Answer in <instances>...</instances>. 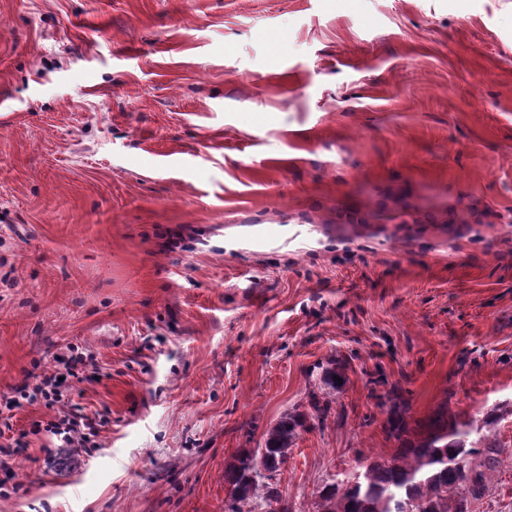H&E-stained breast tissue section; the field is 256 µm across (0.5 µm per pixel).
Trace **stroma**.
Wrapping results in <instances>:
<instances>
[{"label": "stroma", "instance_id": "35a3bbf8", "mask_svg": "<svg viewBox=\"0 0 512 512\" xmlns=\"http://www.w3.org/2000/svg\"><path fill=\"white\" fill-rule=\"evenodd\" d=\"M92 445L0 512H224V467L346 363L291 512L411 420L497 410L512 512V0H0V392L69 344Z\"/></svg>", "mask_w": 512, "mask_h": 512}]
</instances>
